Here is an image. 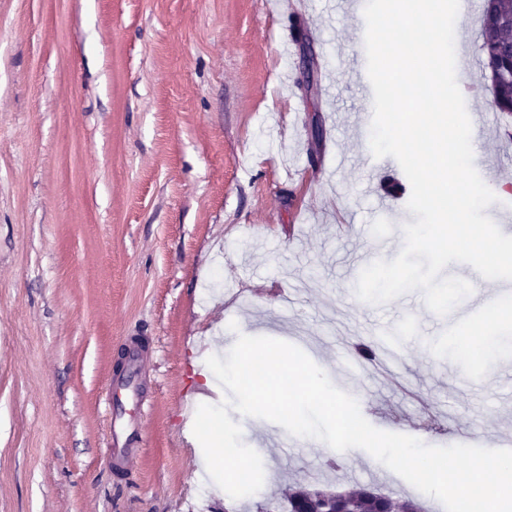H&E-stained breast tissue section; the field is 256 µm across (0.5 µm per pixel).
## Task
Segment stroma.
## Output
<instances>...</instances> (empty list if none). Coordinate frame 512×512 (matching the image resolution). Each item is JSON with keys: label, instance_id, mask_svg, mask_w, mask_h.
<instances>
[{"label": "stroma", "instance_id": "stroma-1", "mask_svg": "<svg viewBox=\"0 0 512 512\" xmlns=\"http://www.w3.org/2000/svg\"><path fill=\"white\" fill-rule=\"evenodd\" d=\"M365 4L0 0V512H258L296 479L445 512L363 449L286 445L236 412L260 488L196 483L195 399L233 322L335 383L355 341L414 315L397 365H356L365 419L430 446L512 434V304L489 317L473 293L441 317L417 290L355 299L415 220L354 89ZM481 41L480 13H464L456 78L483 116L475 168L492 188L512 182V116L490 105ZM472 325L504 340L496 374L454 346ZM135 338L152 406L120 479L108 395Z\"/></svg>", "mask_w": 512, "mask_h": 512}]
</instances>
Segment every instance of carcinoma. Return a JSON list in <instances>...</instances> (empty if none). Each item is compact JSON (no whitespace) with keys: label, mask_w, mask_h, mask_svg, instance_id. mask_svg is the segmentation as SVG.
Masks as SVG:
<instances>
[{"label":"carcinoma","mask_w":512,"mask_h":512,"mask_svg":"<svg viewBox=\"0 0 512 512\" xmlns=\"http://www.w3.org/2000/svg\"><path fill=\"white\" fill-rule=\"evenodd\" d=\"M483 64L491 82V106L512 113V0H486L483 5ZM324 488L298 482L284 494L288 512H320L325 502L318 498ZM336 506L345 512H420L417 503L397 502L367 486L336 493Z\"/></svg>","instance_id":"cac0c4a2"}]
</instances>
